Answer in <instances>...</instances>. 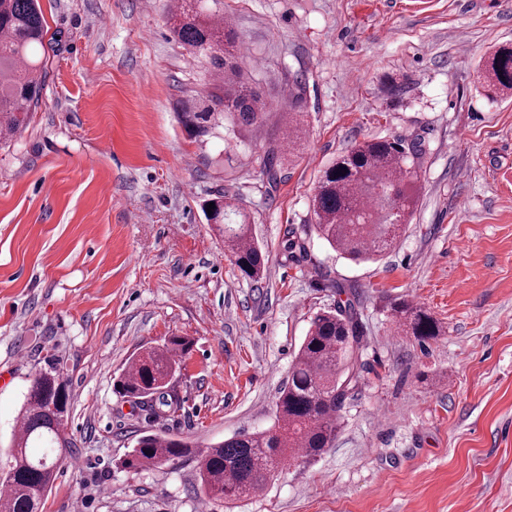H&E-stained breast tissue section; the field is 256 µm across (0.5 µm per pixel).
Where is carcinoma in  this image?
I'll return each mask as SVG.
<instances>
[{
	"instance_id": "cac0c4a2",
	"label": "carcinoma",
	"mask_w": 512,
	"mask_h": 512,
	"mask_svg": "<svg viewBox=\"0 0 512 512\" xmlns=\"http://www.w3.org/2000/svg\"><path fill=\"white\" fill-rule=\"evenodd\" d=\"M205 0H177L169 9L178 41L199 57L211 78L207 104H188L182 124L194 137H213L230 128L263 120L266 103L258 84L238 62L240 36L224 14ZM45 20L38 0H0V138L19 131L38 100L45 64ZM489 96L512 97V47L500 46L482 62ZM292 107L301 108L303 77L288 80ZM424 149L420 142L371 139L351 146L327 165L317 180L310 209L318 236L338 254L373 260L396 243L410 223L416 197L414 179ZM208 221L224 225V246L244 277L258 281L264 270L261 247L251 237V220L234 199L218 194ZM396 332L425 343L443 334L440 324L420 306L390 303ZM363 328L355 299L316 313L304 337L288 382L276 401V422L261 432L240 434L204 448L157 434L140 436L121 466L132 471L179 458L198 465L199 493L213 502L239 500L263 489L273 472L300 457L314 458L336 436L340 412L359 378ZM191 348L184 336H170L140 351L116 379L115 392L133 400L154 418L181 408L170 387ZM70 401L66 380L54 366L35 374L25 395L19 429L10 441V464L0 474V512H41L47 492L72 448L65 427ZM31 448L43 453L33 456Z\"/></svg>"
}]
</instances>
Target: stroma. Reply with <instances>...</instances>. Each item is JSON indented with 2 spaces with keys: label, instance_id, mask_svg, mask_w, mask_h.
I'll list each match as a JSON object with an SVG mask.
<instances>
[{
  "label": "stroma",
  "instance_id": "obj_1",
  "mask_svg": "<svg viewBox=\"0 0 512 512\" xmlns=\"http://www.w3.org/2000/svg\"><path fill=\"white\" fill-rule=\"evenodd\" d=\"M47 70L26 129L0 141V467L31 376L57 366L73 447L42 512H512V98L480 61L512 44V0H221L267 103L261 123L199 143L182 125L204 63L169 0H39ZM306 81L297 155L269 179ZM402 84L391 95V81ZM421 140L413 219L380 260L309 226L320 169L355 143ZM235 197L266 251L245 278L204 214ZM307 253L290 257L288 232ZM356 289L360 383L324 453L263 491L205 503L193 460L120 462L144 434L204 447L272 426L311 318ZM423 307L445 333L396 334ZM185 336L182 409L154 419L113 383L140 348ZM289 85V98L292 107L298 108L301 110L303 103V96L305 92V83L303 81V77L299 74H294L290 80H288ZM299 112H294L289 118L288 124V153H290L291 149H294L296 145V140L298 138L297 132L300 130L299 125L301 124L299 117ZM390 314L396 332L414 336L418 342L425 343L443 334L440 324L426 310L405 300L392 301Z\"/></svg>",
  "mask_w": 512,
  "mask_h": 512
}]
</instances>
